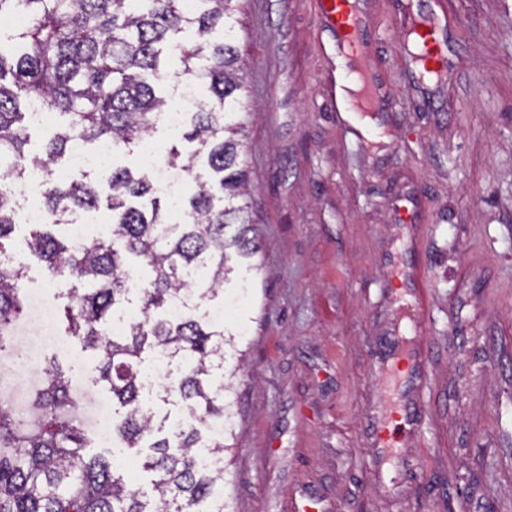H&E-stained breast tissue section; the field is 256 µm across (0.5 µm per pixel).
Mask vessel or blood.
Returning <instances> with one entry per match:
<instances>
[{
  "instance_id": "1",
  "label": "vessel or blood",
  "mask_w": 512,
  "mask_h": 512,
  "mask_svg": "<svg viewBox=\"0 0 512 512\" xmlns=\"http://www.w3.org/2000/svg\"><path fill=\"white\" fill-rule=\"evenodd\" d=\"M322 22L329 28L339 47L349 49L351 66L345 81L354 83L359 99L374 107L386 100L383 84L364 54L359 34L367 24L368 15L362 0H320ZM441 24L435 11L411 16L406 30L405 52L418 67L421 81L438 82L446 75V61L440 39ZM405 288L396 294L398 314L406 333L400 350L390 354L387 363L399 376V396L389 417L374 426V446L384 461L401 455L397 434H411L416 421L413 396L423 379L429 351L423 340L426 282L422 269L409 266L403 272Z\"/></svg>"
}]
</instances>
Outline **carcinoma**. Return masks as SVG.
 I'll use <instances>...</instances> for the list:
<instances>
[{"label": "carcinoma", "mask_w": 512, "mask_h": 512, "mask_svg": "<svg viewBox=\"0 0 512 512\" xmlns=\"http://www.w3.org/2000/svg\"><path fill=\"white\" fill-rule=\"evenodd\" d=\"M232 2L197 0L189 13L183 0H0V17L19 8L29 16L13 30V45L0 49V254L19 226L14 186L35 170L51 222L32 225L26 249L62 284L66 335L93 354L117 405L112 442L140 458L155 491L145 498L110 458L86 454L69 404V375L53 357L34 396L35 425L0 408V512H224L222 504L200 508L224 473L203 468L198 455L219 458L227 448L234 400L213 374L242 326L215 324L205 306L221 292L224 304L236 303L261 250L234 138L244 85ZM185 31L192 40L171 49L181 56L185 81L205 86L209 96L190 113V125L177 128L196 150L183 156L173 145L165 153L171 170L191 174L198 162L204 165L197 191L179 199L182 220L171 221L170 201L143 167L112 169L104 196L84 182L57 179L77 140L142 148L152 118L171 107L154 86L160 45ZM35 102L65 116L37 153L23 112ZM102 206L111 218L107 238L82 246L60 235L65 215ZM24 278V266L0 261V360L10 354L8 337L26 309ZM78 281L95 287L80 288ZM134 296L140 317L107 335ZM174 305L183 308L178 318L169 316ZM161 361L170 372L152 396L181 404L189 423L169 412L159 416L143 398L148 368ZM221 419L224 434L208 437L207 424Z\"/></svg>", "instance_id": "1"}]
</instances>
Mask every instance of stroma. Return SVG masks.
I'll list each match as a JSON object with an SVG mask.
<instances>
[{
    "instance_id": "35a3bbf8",
    "label": "stroma",
    "mask_w": 512,
    "mask_h": 512,
    "mask_svg": "<svg viewBox=\"0 0 512 512\" xmlns=\"http://www.w3.org/2000/svg\"><path fill=\"white\" fill-rule=\"evenodd\" d=\"M237 6L262 268L215 374L235 398L226 512H512V0H439L437 87L400 48L407 0H372L363 37L391 104L369 137L329 105L336 42L316 0ZM416 261L431 358L389 483L370 424L400 333L395 271ZM63 363L78 399L107 396L78 344Z\"/></svg>"
}]
</instances>
